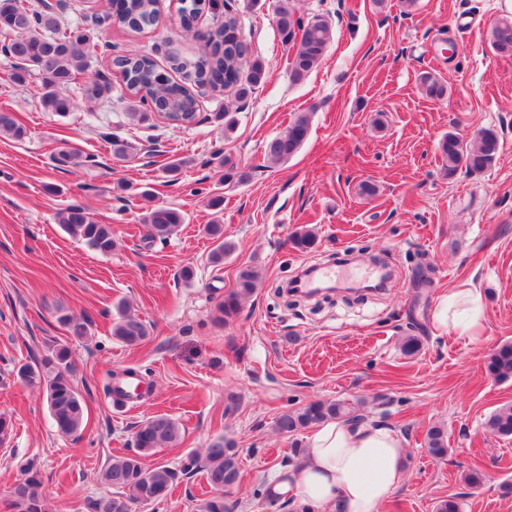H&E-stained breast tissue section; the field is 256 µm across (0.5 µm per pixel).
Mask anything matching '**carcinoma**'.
I'll return each mask as SVG.
<instances>
[{
  "mask_svg": "<svg viewBox=\"0 0 512 512\" xmlns=\"http://www.w3.org/2000/svg\"><path fill=\"white\" fill-rule=\"evenodd\" d=\"M208 9V0H181L180 15L185 30ZM110 21L120 27L139 32L154 25L156 0H121L116 11L108 15ZM277 25L283 42L290 46L292 56L288 69L293 81H302L325 57L331 41L327 20L315 16L311 19L297 14L283 0L277 10ZM238 29L237 18L228 13L224 24L202 35L209 53L199 60L194 83L212 90L227 86L237 88L238 99L245 100L269 77L263 61L252 55L245 43L226 44V32ZM0 44L4 56L10 59V80L18 85L40 79V102L44 111L65 116L72 112L74 103L68 89L76 74L88 68L91 49L90 28L61 21L48 0H38L34 8L26 7L21 0H0ZM494 50L512 55V20L504 19L491 32ZM121 69L127 91L138 98L141 109L132 113L139 120H146L154 112L176 125L195 121L198 100L191 84L183 81H162L153 60L145 55L127 52L113 59ZM426 97L440 100L446 87L435 75L426 73L420 78ZM310 130L309 117L297 115L288 127L265 143V156L275 162H286L295 156L307 140ZM28 134L11 112H0V136L22 140ZM498 134L491 129L478 132L473 144L465 143L456 135H448L440 142V153L448 169L453 173L463 165L472 172L490 168L499 154ZM224 179L245 184L251 180L250 171L242 168L232 157L221 159ZM185 223L184 214L173 207L153 205L142 214L141 224L145 238L163 241L174 235ZM59 224L69 235L83 240L92 250L107 256L116 247L112 225L102 224L80 205H71L59 214ZM207 233L215 246L210 260L216 265L224 263V256L233 245L224 240V225L210 224ZM259 272L252 266L238 270L236 287L224 295L218 305L223 319L236 316L242 304L257 288ZM119 316L112 324V337L121 343L135 347L149 337L147 325L140 319L124 312L118 305ZM71 335L82 338L87 335V323L69 314L58 318ZM488 374L497 382L512 381V343L498 346L486 362ZM17 377L25 384L42 390L47 407L58 434L64 437L77 435L83 426L85 405L75 385V367L68 346L55 343L47 354L34 363L17 370ZM363 420L359 409L345 401L316 400L297 410L286 411L276 420L277 431L293 438L291 454L283 461L284 467L299 463L303 445L296 439L302 431L338 421L355 425ZM487 429L500 437L512 438V405L503 406L489 415ZM180 437L178 423L166 414L154 415L137 425L134 434L136 452L112 460L102 471L101 481L112 487V496L100 497L89 504L90 512H133L136 505H149L165 499L179 476L195 471L205 472L213 495L205 499L199 512H234L235 503L224 498V492L240 483V460L233 441L222 436L213 439L204 455L189 453L178 468L167 466L146 467L142 458L158 448L173 444ZM429 454L436 459L448 455V433L440 427H432L425 437ZM25 478L11 492L9 506L12 512H46L42 493V479L33 463L24 469Z\"/></svg>",
  "mask_w": 512,
  "mask_h": 512,
  "instance_id": "carcinoma-1",
  "label": "carcinoma"
}]
</instances>
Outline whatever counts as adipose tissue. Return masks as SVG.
I'll return each mask as SVG.
<instances>
[{
  "label": "adipose tissue",
  "instance_id": "obj_1",
  "mask_svg": "<svg viewBox=\"0 0 512 512\" xmlns=\"http://www.w3.org/2000/svg\"><path fill=\"white\" fill-rule=\"evenodd\" d=\"M404 474V440L395 428L331 422L306 437L304 458L276 472L268 488L314 512H382Z\"/></svg>",
  "mask_w": 512,
  "mask_h": 512
}]
</instances>
